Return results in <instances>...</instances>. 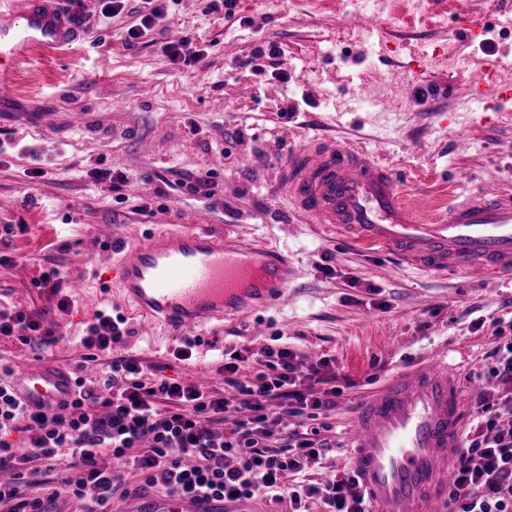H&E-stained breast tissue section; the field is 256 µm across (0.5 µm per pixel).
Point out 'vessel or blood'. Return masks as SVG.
Listing matches in <instances>:
<instances>
[{
    "mask_svg": "<svg viewBox=\"0 0 512 512\" xmlns=\"http://www.w3.org/2000/svg\"><path fill=\"white\" fill-rule=\"evenodd\" d=\"M60 0H0V101L13 97L14 67L31 52L80 37ZM297 210L353 245L435 274L512 276V191L494 184L464 195L429 219L398 189L397 175L363 146L329 141L294 152L282 170ZM117 290L142 317L173 335L200 334L288 297L292 266L273 247L213 230L207 212L192 226L142 236L126 228L114 267ZM14 385L32 405H61L73 393L69 372L40 364ZM463 410L445 358L412 366L356 408L347 438L370 512H447L446 463ZM125 512H244L213 497L155 493Z\"/></svg>",
    "mask_w": 512,
    "mask_h": 512,
    "instance_id": "vessel-or-blood-1",
    "label": "vessel or blood"
}]
</instances>
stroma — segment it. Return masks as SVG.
Listing matches in <instances>:
<instances>
[{
    "mask_svg": "<svg viewBox=\"0 0 512 512\" xmlns=\"http://www.w3.org/2000/svg\"><path fill=\"white\" fill-rule=\"evenodd\" d=\"M511 3L237 0L227 14L207 0H167L164 18L130 46L142 0L111 18L98 0H80L81 39L36 52L16 73L15 98L0 102V308L35 313L55 334L50 344L0 338V366L46 360L80 376L132 354L186 383L207 376L220 392V350L249 348L245 380L277 339L303 360L328 357L354 385L326 418L333 448L305 469L314 483L349 470L357 402L422 357L447 354L473 406L497 325L512 320V279L432 276L351 247L298 217L277 175L294 150L333 134L391 166L405 199L430 217L488 181L512 190V100L468 90L495 57L510 62L499 79L512 82V28L497 25ZM360 8L376 15L380 37L345 25ZM471 14L490 25L485 41L461 30ZM175 32L186 59L174 64L162 46ZM269 47L275 57L263 56ZM403 82L418 90L394 100ZM75 111L82 125L70 124ZM34 112L51 113V123L31 124ZM285 120L296 127L290 142L279 136ZM104 170L126 176L121 192L96 179ZM203 174L208 188L195 189ZM201 210L217 230L284 250L295 279L284 305L226 320L179 361L182 337L112 303V252L97 228L111 225L120 238L138 224L152 234ZM53 269L70 301L64 312L39 284ZM100 310L125 315L128 334L94 359L83 338Z\"/></svg>",
    "mask_w": 512,
    "mask_h": 512,
    "instance_id": "1",
    "label": "stroma"
}]
</instances>
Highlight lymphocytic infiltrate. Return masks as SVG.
<instances>
[{
  "label": "lymphocytic infiltrate",
  "instance_id": "1",
  "mask_svg": "<svg viewBox=\"0 0 512 512\" xmlns=\"http://www.w3.org/2000/svg\"><path fill=\"white\" fill-rule=\"evenodd\" d=\"M263 370L236 378L244 360L231 352L221 369L235 393L226 397L164 374H146L136 356L112 359L103 379L79 377L70 402L50 410L26 406L0 375V468L26 470L44 463L63 471L79 468L78 481L50 483L46 498L28 497L20 483H0V512H42L43 501L77 498L89 512H111L129 476L142 489L231 501L262 497L308 512L318 500L325 512H368L354 475L320 487L300 481L327 440L314 422L335 407L340 390L326 377L328 360L304 365L286 347H267ZM322 383L312 395L308 381ZM276 415H268L269 406ZM478 422L465 437L448 491L451 512H512V405L495 388L476 397ZM232 421L224 436L214 425ZM122 462L98 465L100 455Z\"/></svg>",
  "mask_w": 512,
  "mask_h": 512
}]
</instances>
